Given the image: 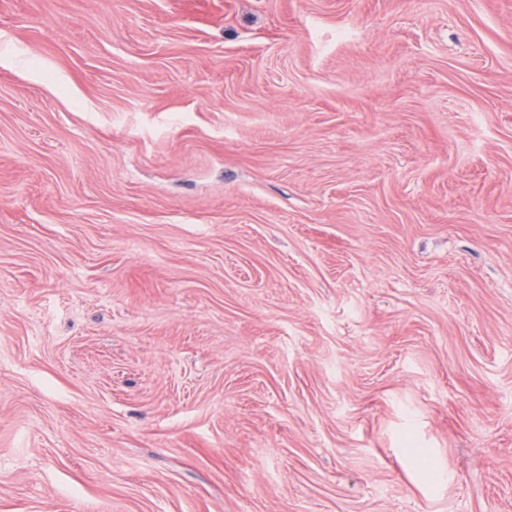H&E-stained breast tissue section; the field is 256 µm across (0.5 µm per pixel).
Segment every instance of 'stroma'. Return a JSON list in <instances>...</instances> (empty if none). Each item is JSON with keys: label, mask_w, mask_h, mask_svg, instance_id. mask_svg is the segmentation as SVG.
<instances>
[{"label": "stroma", "mask_w": 512, "mask_h": 512, "mask_svg": "<svg viewBox=\"0 0 512 512\" xmlns=\"http://www.w3.org/2000/svg\"><path fill=\"white\" fill-rule=\"evenodd\" d=\"M0 512H512V0H0Z\"/></svg>", "instance_id": "35a3bbf8"}]
</instances>
